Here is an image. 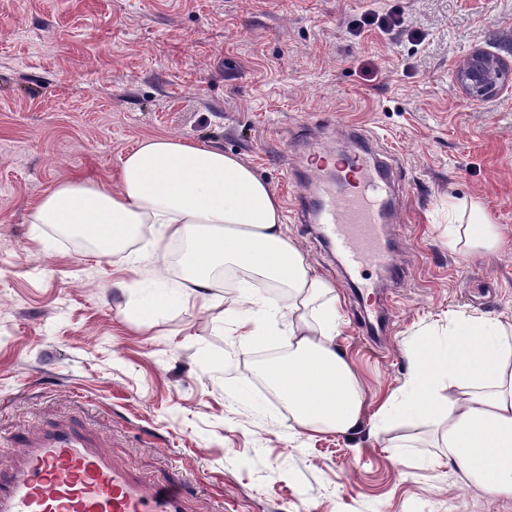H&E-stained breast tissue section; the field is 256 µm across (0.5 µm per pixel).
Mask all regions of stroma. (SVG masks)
Segmentation results:
<instances>
[{
	"label": "stroma",
	"instance_id": "stroma-1",
	"mask_svg": "<svg viewBox=\"0 0 512 512\" xmlns=\"http://www.w3.org/2000/svg\"><path fill=\"white\" fill-rule=\"evenodd\" d=\"M368 10L402 25L354 35ZM510 47L512 0H0V467L6 446L71 421L135 471L187 486L191 512H512L435 465L432 417L352 439L290 429L259 373L286 341L233 336L220 299L129 314L117 286L155 301L151 261L133 270L28 222L52 185L109 178L147 137L237 155L335 287L336 343L373 414L426 325L459 307L512 323V90L473 102L454 78L474 50ZM353 127L404 186L389 230L408 278L373 273L393 315L376 342L292 204L321 177L306 155L350 150ZM452 200L500 224L497 252L449 249Z\"/></svg>",
	"mask_w": 512,
	"mask_h": 512
}]
</instances>
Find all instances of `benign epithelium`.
Masks as SVG:
<instances>
[{
    "instance_id": "7a95c632",
    "label": "benign epithelium",
    "mask_w": 512,
    "mask_h": 512,
    "mask_svg": "<svg viewBox=\"0 0 512 512\" xmlns=\"http://www.w3.org/2000/svg\"><path fill=\"white\" fill-rule=\"evenodd\" d=\"M455 78L469 100H487L512 86V64L477 50L456 68Z\"/></svg>"
}]
</instances>
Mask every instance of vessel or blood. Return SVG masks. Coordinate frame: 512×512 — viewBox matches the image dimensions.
Instances as JSON below:
<instances>
[{
    "label": "vessel or blood",
    "instance_id": "vessel-or-blood-1",
    "mask_svg": "<svg viewBox=\"0 0 512 512\" xmlns=\"http://www.w3.org/2000/svg\"><path fill=\"white\" fill-rule=\"evenodd\" d=\"M391 170L370 149L354 147L341 183L325 187L314 202L298 198L300 212L312 214L325 240L354 271H385L404 283L407 270L395 260L389 238ZM364 304L361 330L382 334L389 308L358 286ZM0 512H188L182 489L136 476L86 434L72 426L47 430L15 452L11 469L0 471Z\"/></svg>",
    "mask_w": 512,
    "mask_h": 512
}]
</instances>
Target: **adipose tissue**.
Here are the masks:
<instances>
[{
  "mask_svg": "<svg viewBox=\"0 0 512 512\" xmlns=\"http://www.w3.org/2000/svg\"><path fill=\"white\" fill-rule=\"evenodd\" d=\"M468 221L448 227L463 253L496 251L500 225L469 203ZM31 223L76 236L102 258L135 268L137 244L152 235L158 270L169 272L170 245L181 248L173 281L183 301L219 292L225 272H241L230 312L233 332L250 342L288 339V353L262 367L288 408L292 429L353 438L379 433L399 415H437L443 448L467 484L512 497V324L467 309L449 312L443 330L408 352L405 381L366 416L358 374L337 349L339 297L284 231L281 203L269 185L223 149L173 137H148L125 154L113 184L57 183ZM273 287L251 293L253 282Z\"/></svg>",
  "mask_w": 512,
  "mask_h": 512,
  "instance_id": "adipose-tissue-1",
  "label": "adipose tissue"
}]
</instances>
